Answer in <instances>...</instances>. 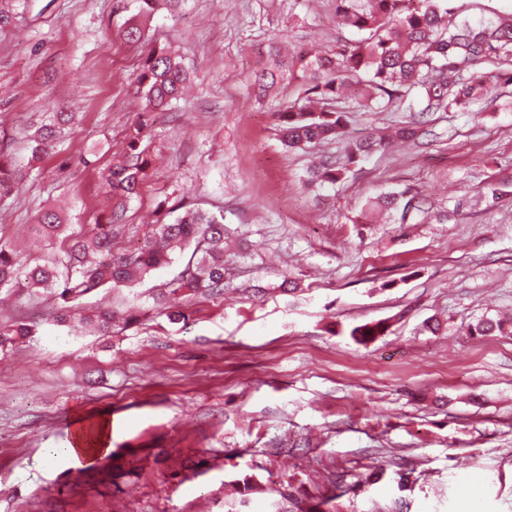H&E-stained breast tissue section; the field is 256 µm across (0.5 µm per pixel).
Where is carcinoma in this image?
Here are the masks:
<instances>
[{
    "label": "carcinoma",
    "mask_w": 512,
    "mask_h": 512,
    "mask_svg": "<svg viewBox=\"0 0 512 512\" xmlns=\"http://www.w3.org/2000/svg\"><path fill=\"white\" fill-rule=\"evenodd\" d=\"M14 0H0V36L13 24ZM138 12L123 31L132 44L145 42L144 22L161 8L174 9L184 0H136ZM455 0H333L336 19L359 38L336 43L327 54L310 50L284 53L273 41L267 45L266 61L255 74L258 99L273 101L272 93L283 83L302 81L301 92L288 104L277 105L281 142L291 150H315L336 139L345 141L339 155H320L305 172L310 187L334 185L351 167L377 153L394 148L417 135L412 125L393 127L384 135L363 138L347 135L346 112L335 104L349 99L363 111L385 109L422 91L419 112H469L476 117L501 96L499 89L512 86V70L489 81L475 71L482 62L512 58V21L474 25L457 19ZM190 78L182 57L167 45H151L140 59L132 94L145 100L148 111L165 112L182 98ZM72 119L70 112H54L30 139L31 157L40 158L43 145L61 140ZM149 118H143L127 137L123 159L112 163L103 177L112 209L104 223L94 225L90 241L74 239L62 252L34 266L23 261L10 243L0 239V290L22 281L28 291L50 294L57 306L47 321L74 332L91 327L102 337L114 328L139 321L131 311L114 309L90 313L72 307L76 297L98 288H122L175 261L178 273L161 294L157 311L169 323H187L189 314L180 298L186 292L204 297L224 292V215L200 207L180 210L157 204V223L140 244L123 253L112 250V226L123 221L126 204L139 195L150 159L142 143L149 135ZM29 168L16 165L0 153V195L23 183ZM414 208L406 193H380L368 214L401 211V218ZM65 228V218L47 207L33 229L52 242ZM382 323H365L350 331L355 341L367 343L384 334ZM472 336L505 332L503 323L483 317L469 329ZM37 334L34 324L0 325V353L16 339Z\"/></svg>",
    "instance_id": "cac0c4a2"
}]
</instances>
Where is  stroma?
Wrapping results in <instances>:
<instances>
[{
  "label": "stroma",
  "mask_w": 512,
  "mask_h": 512,
  "mask_svg": "<svg viewBox=\"0 0 512 512\" xmlns=\"http://www.w3.org/2000/svg\"><path fill=\"white\" fill-rule=\"evenodd\" d=\"M135 13V0H21L0 38V145L31 166L0 200V235L29 263L109 210L102 175L144 109L129 93L141 49L121 36ZM148 28L179 51L190 89L153 117L155 161L113 246L142 239L164 198L223 212L224 294L186 297L189 321L172 325L153 312L176 266L99 289L78 307L145 314L103 339L1 292L0 322L41 328L0 358V512H274L283 492L339 512H512V335L468 333L512 315V190L487 196L512 183V86L477 119L427 114L418 141L315 194L300 181L311 154L282 146L250 83L271 38L325 52L347 38L332 0H185ZM58 107L74 119L31 162ZM388 190L419 209L362 223ZM48 205L69 224L50 244L31 230ZM371 321L387 334L355 343L348 328ZM102 418L131 471L119 485L95 465L43 464L75 421Z\"/></svg>",
  "instance_id": "obj_1"
}]
</instances>
